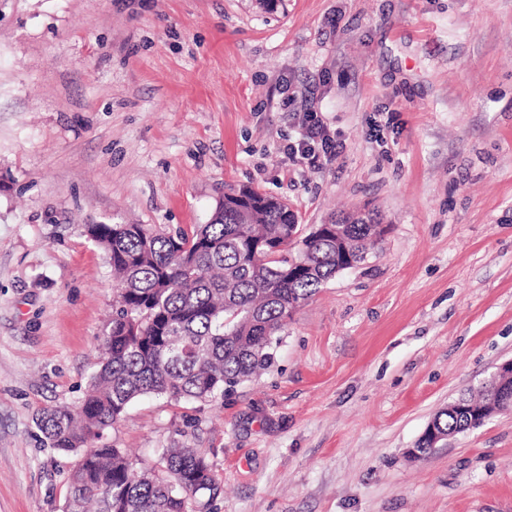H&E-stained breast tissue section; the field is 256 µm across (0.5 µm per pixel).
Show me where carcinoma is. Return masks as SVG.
<instances>
[{"label": "carcinoma", "instance_id": "cac0c4a2", "mask_svg": "<svg viewBox=\"0 0 512 512\" xmlns=\"http://www.w3.org/2000/svg\"><path fill=\"white\" fill-rule=\"evenodd\" d=\"M385 232L369 213L305 234L288 204L248 186L229 189L208 223L188 229L86 225L117 282L105 356L77 408H44L35 418L46 445L78 454L65 512H210L223 487L195 449H162L159 477L93 442L141 396L213 399L267 368L292 311L343 265L364 261ZM511 391V376L495 379L483 406L494 411ZM434 423L448 435L470 429L452 405Z\"/></svg>", "mask_w": 512, "mask_h": 512}]
</instances>
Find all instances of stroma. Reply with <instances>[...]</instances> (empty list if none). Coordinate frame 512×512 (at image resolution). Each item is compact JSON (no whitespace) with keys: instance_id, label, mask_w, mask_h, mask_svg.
Returning a JSON list of instances; mask_svg holds the SVG:
<instances>
[{"instance_id":"stroma-1","label":"stroma","mask_w":512,"mask_h":512,"mask_svg":"<svg viewBox=\"0 0 512 512\" xmlns=\"http://www.w3.org/2000/svg\"><path fill=\"white\" fill-rule=\"evenodd\" d=\"M341 152L287 155L303 113ZM301 224L377 210L379 250L296 308L271 365L144 396L104 445H185L214 512H512V411L412 457L512 359V0H0V512H63L114 288L88 224L207 223L225 191Z\"/></svg>"}]
</instances>
